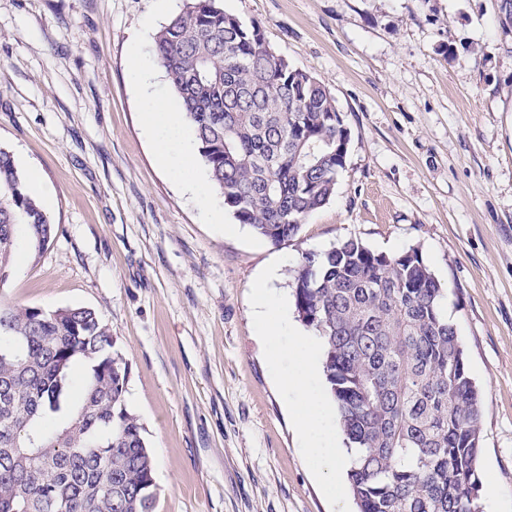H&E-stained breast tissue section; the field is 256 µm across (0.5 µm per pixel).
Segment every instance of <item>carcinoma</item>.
Instances as JSON below:
<instances>
[{"label": "carcinoma", "mask_w": 512, "mask_h": 512, "mask_svg": "<svg viewBox=\"0 0 512 512\" xmlns=\"http://www.w3.org/2000/svg\"><path fill=\"white\" fill-rule=\"evenodd\" d=\"M503 32L512 0H497ZM156 57L224 205L277 245L333 197L350 133L328 88L220 0H185ZM55 227L0 151V285L14 247ZM299 319L319 336L358 512H482L479 389L445 288L419 248L349 238L294 270ZM89 307L0 303V512H154V457L125 404L128 364Z\"/></svg>", "instance_id": "cac0c4a2"}]
</instances>
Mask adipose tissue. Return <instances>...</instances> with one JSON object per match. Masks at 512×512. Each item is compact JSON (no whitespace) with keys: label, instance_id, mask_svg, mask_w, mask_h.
<instances>
[{"label":"adipose tissue","instance_id":"ef3b65f1","mask_svg":"<svg viewBox=\"0 0 512 512\" xmlns=\"http://www.w3.org/2000/svg\"><path fill=\"white\" fill-rule=\"evenodd\" d=\"M142 119L153 136L159 164L190 190L198 202L210 206L208 188L196 177L197 158L185 139L181 114L164 100L149 96L144 100ZM277 276V269H270L266 280L255 288L257 335L273 359H288L287 369L276 370L275 375L289 393L288 414L299 450L322 480L328 496L339 501L346 494L350 457L339 442L314 370L321 341L296 330L283 299L267 286Z\"/></svg>","mask_w":512,"mask_h":512}]
</instances>
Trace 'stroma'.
I'll return each mask as SVG.
<instances>
[{"label":"stroma","instance_id":"obj_1","mask_svg":"<svg viewBox=\"0 0 512 512\" xmlns=\"http://www.w3.org/2000/svg\"><path fill=\"white\" fill-rule=\"evenodd\" d=\"M221 3L344 113L332 199L275 245L232 213L212 223L158 164L141 107L147 93L180 104L155 37L184 0H0V150L38 172L55 226L0 299L91 307L111 326L155 512H357L298 449L253 288L276 265L271 286L291 297L305 254L350 237L391 256L419 247L480 388L479 480L512 512V35L496 0Z\"/></svg>","mask_w":512,"mask_h":512}]
</instances>
